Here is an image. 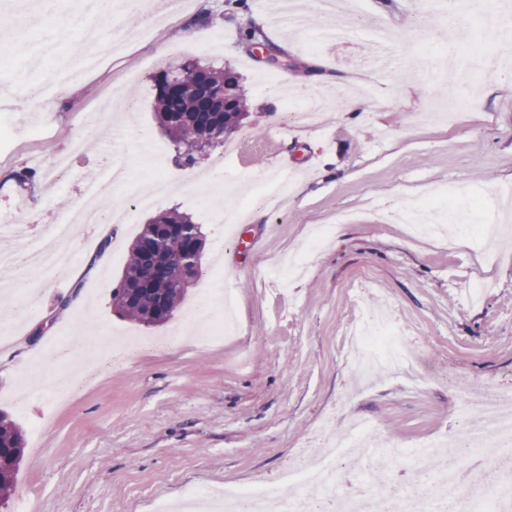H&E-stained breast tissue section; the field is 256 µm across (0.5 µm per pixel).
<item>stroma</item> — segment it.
<instances>
[{"mask_svg": "<svg viewBox=\"0 0 512 512\" xmlns=\"http://www.w3.org/2000/svg\"><path fill=\"white\" fill-rule=\"evenodd\" d=\"M248 4V13L231 14L224 0H192L186 14L40 105L52 129L45 139L34 140L22 113L6 119L15 150L0 155V208L23 209L31 227L0 233V277L26 283L0 297V326L26 317L20 338L0 352V411L24 436L20 469L0 512H22L30 501L39 512H153L156 499L176 506L193 487L274 480L307 441L335 437L354 416L402 448L434 442L462 413L449 376L512 392V236L477 225L413 240L404 225L384 220L390 209L437 190L471 208L512 184V49L502 48L486 22L512 8V0H488L485 15L463 19L481 34L479 53L495 55L497 75L480 76L449 121L420 118L440 77L437 62L450 50L432 0H347L330 16L316 0H302L301 33L274 23L272 0ZM206 11L216 22L203 20ZM365 15L389 27L387 45L362 29ZM251 21L285 52L289 69L273 70L242 47L241 30ZM327 24L357 35L347 44L318 43L315 35ZM420 58L427 70L417 68ZM189 60L233 68L253 114L223 146L198 157L192 186L153 114L154 74ZM359 85L372 89L362 123L333 109L308 126L276 123L286 101ZM127 102L140 121L134 133L121 135L117 111ZM93 107L108 115L84 128V112ZM75 141L80 147L68 178L52 186L41 170L18 185L15 175L30 157ZM116 159L127 180L108 202L130 206L132 192L150 187L159 172L171 179V192L136 212L131 224L80 228L71 243L76 256L103 251L106 263L40 286L19 263L23 247L61 215L59 198L77 204L86 183ZM287 166L292 182L279 203H255L246 212L244 232L259 237L257 251L215 262L228 233L226 212L250 184ZM168 210L202 225L203 278L233 294L232 333L224 331L220 297L202 299L198 285L158 327L113 310L112 288L133 238ZM341 213L352 223H337ZM320 224L334 225L335 234L314 251L309 242ZM478 281L490 289L475 303L469 290ZM63 296L72 300L64 311L57 307ZM358 300L390 306L421 358L359 380L343 355L344 327ZM118 342L135 349L116 362ZM54 347L84 361L63 405L50 385L61 367L50 354Z\"/></svg>", "mask_w": 512, "mask_h": 512, "instance_id": "stroma-1", "label": "stroma"}]
</instances>
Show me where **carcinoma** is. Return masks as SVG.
I'll return each mask as SVG.
<instances>
[{
    "instance_id": "obj_1",
    "label": "carcinoma",
    "mask_w": 512,
    "mask_h": 512,
    "mask_svg": "<svg viewBox=\"0 0 512 512\" xmlns=\"http://www.w3.org/2000/svg\"><path fill=\"white\" fill-rule=\"evenodd\" d=\"M256 36L268 53L283 55L256 24L242 29L241 39ZM179 69L201 70V76L189 74L172 89L165 88L172 70L154 76L157 95L154 112L160 127L177 145L184 164L195 163L196 155L224 143L249 118L245 94L232 68H215L189 61ZM220 90L231 98L234 107L224 111V102L215 100L209 92ZM206 237L202 225L187 215L172 210L164 212L143 225L129 250V259L112 288V307L132 322L156 327L169 321L188 294V287L202 272ZM192 253L199 263L185 268L173 262L180 254ZM22 431L7 416L0 413V504L10 498L16 471L22 460Z\"/></svg>"
}]
</instances>
